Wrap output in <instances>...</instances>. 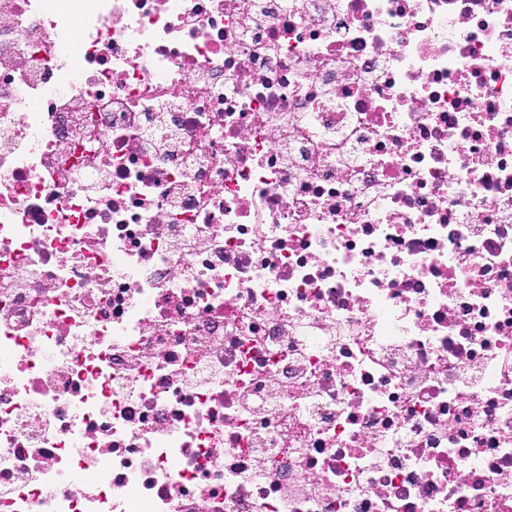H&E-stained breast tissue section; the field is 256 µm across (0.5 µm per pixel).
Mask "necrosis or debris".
Here are the masks:
<instances>
[{"label": "necrosis or debris", "instance_id": "necrosis-or-debris-1", "mask_svg": "<svg viewBox=\"0 0 512 512\" xmlns=\"http://www.w3.org/2000/svg\"><path fill=\"white\" fill-rule=\"evenodd\" d=\"M0 512H512V0H0Z\"/></svg>", "mask_w": 512, "mask_h": 512}]
</instances>
